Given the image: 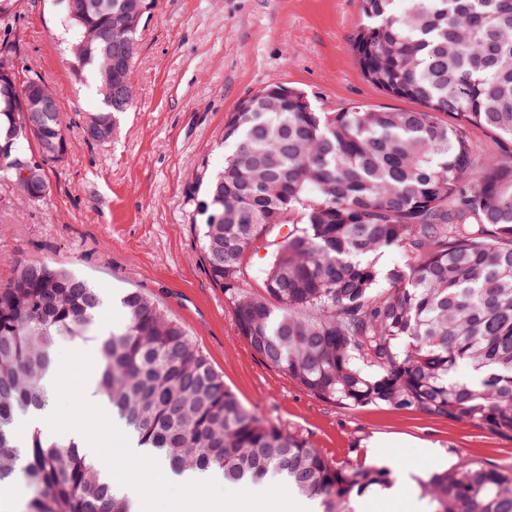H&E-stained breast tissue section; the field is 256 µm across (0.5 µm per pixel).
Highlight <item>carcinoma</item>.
<instances>
[{
    "mask_svg": "<svg viewBox=\"0 0 512 512\" xmlns=\"http://www.w3.org/2000/svg\"><path fill=\"white\" fill-rule=\"evenodd\" d=\"M62 0L75 74L99 104L84 122L116 133L132 101L102 93L112 41L87 46L127 0ZM20 0H0L13 27ZM350 38L363 77L414 108L352 102L317 111L302 91L273 84L225 116L224 163L203 157L187 187L201 250L224 289L239 336L263 361L322 402L356 412L384 406L468 423L512 440V0H359ZM140 32L122 75L133 87ZM19 86L0 91V174L33 203L45 170L15 167L67 145L59 92L43 112L20 111ZM224 213V223L209 218ZM266 240L259 290L246 259ZM398 260L383 270L378 255ZM122 329H95L103 305L86 280L41 262L16 264L0 284V485L30 491L25 512H128L79 445L18 415L49 402L45 377L61 340L98 337L96 388L143 448L174 466L212 471L228 486L277 476L322 512H353L355 497L387 489L386 466L349 468L296 432L267 422L224 384L184 327L138 290L120 298ZM467 365L473 379L456 380ZM428 512H512V470L462 457L418 479Z\"/></svg>",
    "mask_w": 512,
    "mask_h": 512,
    "instance_id": "1",
    "label": "carcinoma"
}]
</instances>
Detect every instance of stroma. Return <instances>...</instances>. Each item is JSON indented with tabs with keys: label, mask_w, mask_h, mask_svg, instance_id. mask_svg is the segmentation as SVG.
<instances>
[{
	"label": "stroma",
	"mask_w": 512,
	"mask_h": 512,
	"mask_svg": "<svg viewBox=\"0 0 512 512\" xmlns=\"http://www.w3.org/2000/svg\"><path fill=\"white\" fill-rule=\"evenodd\" d=\"M360 21L358 0H157L138 44L133 107L110 141L96 143L80 127L94 92L74 77L58 0H21L8 32L20 48L13 64L61 91L69 148L61 161L45 163L51 191L39 203L0 179V283L18 261L69 270L106 297L99 315L105 332L125 323L115 297L140 289L184 326L259 417L298 432L341 464L392 469L389 494L356 498L355 512H426L416 476L462 457L512 468V441L384 407L348 412L267 365L238 336L224 291L209 276L185 194L196 159L223 161L216 139L225 115L261 87L302 89L323 112L352 102L400 107L363 78L351 53ZM53 407L60 430L78 411L88 434L110 425L68 379L59 382Z\"/></svg>",
	"instance_id": "1"
}]
</instances>
